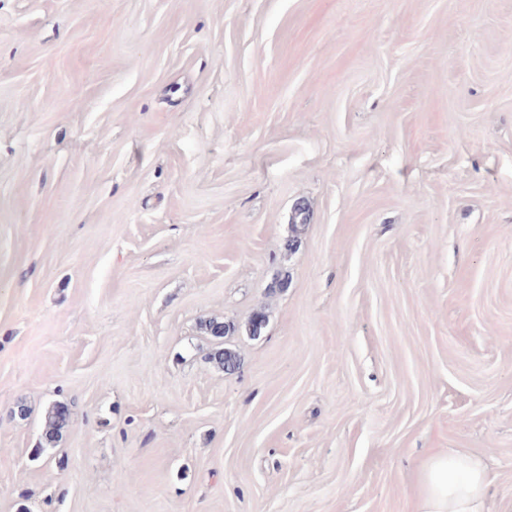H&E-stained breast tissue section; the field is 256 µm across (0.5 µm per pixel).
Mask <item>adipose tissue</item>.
Segmentation results:
<instances>
[{
  "mask_svg": "<svg viewBox=\"0 0 512 512\" xmlns=\"http://www.w3.org/2000/svg\"><path fill=\"white\" fill-rule=\"evenodd\" d=\"M493 482L482 455L432 452L419 476L413 512H489Z\"/></svg>",
  "mask_w": 512,
  "mask_h": 512,
  "instance_id": "1",
  "label": "adipose tissue"
}]
</instances>
